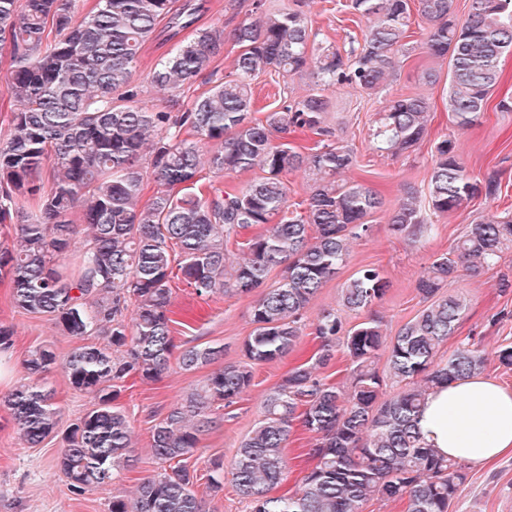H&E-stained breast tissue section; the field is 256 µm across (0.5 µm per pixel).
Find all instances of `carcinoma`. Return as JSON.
Listing matches in <instances>:
<instances>
[{"label": "carcinoma", "mask_w": 512, "mask_h": 512, "mask_svg": "<svg viewBox=\"0 0 512 512\" xmlns=\"http://www.w3.org/2000/svg\"><path fill=\"white\" fill-rule=\"evenodd\" d=\"M177 2L97 0L83 13L77 0H0V41L11 47L6 92L13 106L9 133L0 137V276L13 283L18 308L52 317L80 340L107 337V345H79L60 362L48 349L24 361L38 378L60 366L70 385L93 401L69 426L59 460L72 494L111 482L114 471L132 461L130 426L116 405L118 383L131 375L153 380L173 360L192 371L223 356L214 345L174 354L172 279L183 278L200 297L262 289L251 308L254 331L243 344L247 362L210 373L151 427L152 456L165 468L144 479L134 497L112 498L109 512H204L187 460L212 428V405L236 403L252 384L253 366L295 350L305 309L347 261L351 242L368 234L369 218L383 209L384 199L373 188L339 181L355 156L329 126L327 91H383L399 57L411 50L407 38L415 10L430 24L425 52L449 59L448 111L458 128L467 129L478 123L499 83L500 58L512 54V0H469L463 19L454 14L453 0H350L353 14L370 25L363 43L352 41L343 51L311 41L307 16L272 0L259 5V18L234 29L242 48L234 71L222 77L211 72L210 89L174 118L133 105L131 82L142 48L162 20L184 27L196 21L198 8H178ZM223 51L224 29L199 28L156 63L149 82L180 89ZM264 72L305 74L312 90L257 116L251 81ZM429 111L421 96L390 100L373 129L372 148L392 155L414 151L427 134ZM290 132L318 140L312 147L274 142V135ZM205 145L212 168H257L261 175L239 190L200 189ZM145 148L157 189L143 204ZM432 153L426 187L408 193L390 218L391 230L413 243L430 235L439 218L499 191L497 182L468 173L453 140L434 143ZM48 162L54 181L47 189L41 173ZM299 170L311 184L298 210L288 204L283 175ZM14 213L23 224L11 244L3 223ZM78 224L91 229L82 241L76 240ZM257 227L261 231L238 243L241 253L230 260L228 246ZM510 244L509 213L470 225L418 279L427 305L391 339L377 318L345 331L336 311L320 312L312 324L318 350L268 394L229 470L218 457L207 460L209 487L224 490L230 474L253 512H365L375 499L399 501L405 512H449L466 463L425 447L415 417L428 388L479 373L485 357L468 342L446 359L438 356L466 306L465 299L443 297L440 290L462 274L482 276ZM67 253L78 255L77 270L60 263ZM278 266L280 281L266 285ZM388 287L380 269H363L343 285L342 305L363 312ZM132 298L137 312L129 325L122 313ZM338 347L352 364L346 389L318 375ZM114 349L122 357H113ZM382 356L386 376L375 367ZM389 379L400 385L391 396ZM52 396L36 384H22L8 398L30 444L41 443L56 427ZM297 422L310 435L313 464L300 494L276 495L273 490L288 475L284 450Z\"/></svg>", "instance_id": "cac0c4a2"}]
</instances>
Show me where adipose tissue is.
Returning <instances> with one entry per match:
<instances>
[{"label": "adipose tissue", "instance_id": "obj_1", "mask_svg": "<svg viewBox=\"0 0 512 512\" xmlns=\"http://www.w3.org/2000/svg\"><path fill=\"white\" fill-rule=\"evenodd\" d=\"M416 427L425 447L472 465L512 455V389L482 375L436 385Z\"/></svg>", "mask_w": 512, "mask_h": 512}]
</instances>
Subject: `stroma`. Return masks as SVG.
Listing matches in <instances>:
<instances>
[{"label": "stroma", "instance_id": "1", "mask_svg": "<svg viewBox=\"0 0 512 512\" xmlns=\"http://www.w3.org/2000/svg\"><path fill=\"white\" fill-rule=\"evenodd\" d=\"M257 2L201 0L203 9L195 27L181 30L178 37L190 39L198 27L223 28L226 33L224 51L212 67L220 75H227L233 71L241 52L231 33L239 23L259 17ZM335 2L336 10L330 11L324 0H299L312 21L313 31L327 35L340 48L351 37L361 36L368 23L363 19L350 21L348 13L342 9L344 0ZM424 26L419 16H412L411 30L418 46L410 58L400 61L385 92L369 95L349 87L329 92L334 104L329 123L356 156L350 178L380 192L386 205L383 211L371 217L368 237L352 243L346 264L312 299L304 315L305 323H312L321 310L331 308L340 309L345 326L359 323V315L341 309L340 291L360 270L374 266L382 270L390 287L372 312L381 317L387 336H395L402 325L423 309L424 302L416 284L434 259L447 252L473 221L512 211V112L497 109L501 99L512 98V54L500 61V82L479 123L461 130L448 119L447 81L432 85L421 78L423 69L430 63L419 46ZM169 34L166 23H159L143 48L132 84L137 90L139 105L177 116L186 111L196 96L206 92L209 85L207 76L202 75L195 79L191 88L178 92L151 86L146 75L171 48ZM310 85L305 75L282 79L262 73L253 79L251 88L256 108L271 111L285 99L304 96ZM398 94H417L428 99L431 106L428 134L413 152L382 155L371 150L368 133L384 110L388 97ZM444 138L455 141L457 152L472 177L481 181L495 179L499 192L492 199L472 200L451 217L441 219L430 237L414 244L392 231L389 214L409 191L426 183L433 164V145ZM504 275L512 277V249L506 250L497 267L482 278L449 280L445 294L464 297L468 307L455 335L441 346L439 354L448 356L463 341L475 343L487 358L485 376L512 386V370L499 366L495 358L500 345L512 343V289L504 292L499 288ZM172 288V331L178 348L220 345L224 348V362H243V343L254 330L251 307L255 294L200 297L180 279L173 280ZM0 323L12 326L15 331L12 348L0 360V512H109L113 497L132 496L143 478L158 472L159 465L150 450L151 427L210 374V367L185 371L174 365L157 380L126 381L118 404L130 421L136 461L116 472L108 485L77 496L69 491L58 461L64 446L63 435L76 418L91 409L90 397L73 390L61 369L52 370L44 385L54 395L60 420L55 432L35 446L22 439L7 399L12 390L28 380L23 361L31 351L48 348L61 358L77 346L78 341L68 336L54 320L17 308L13 286L6 279H0ZM317 347L313 336L307 334L301 336L296 350L288 357L255 366L251 386L236 403L213 407L211 414L216 427L200 441L205 454L215 453L224 461H232L242 441L258 422L267 394L288 370L310 357ZM309 448L308 433L294 428L285 450L288 478L279 486V493L299 492L300 479L312 463ZM188 464L199 475L194 491L202 500L205 512H252L251 503L241 498L232 484H225L223 491L216 494L209 491L202 461L192 458ZM466 473L467 478L459 486L450 512H512V456L489 465L467 466Z\"/></svg>", "mask_w": 512, "mask_h": 512}]
</instances>
